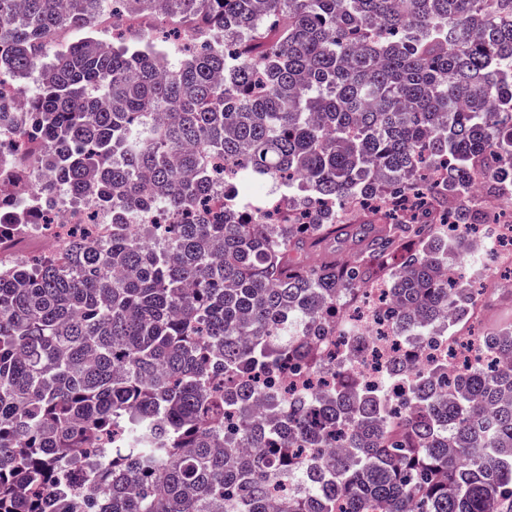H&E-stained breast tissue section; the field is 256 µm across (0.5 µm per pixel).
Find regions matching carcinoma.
I'll list each match as a JSON object with an SVG mask.
<instances>
[{
	"instance_id": "carcinoma-1",
	"label": "carcinoma",
	"mask_w": 512,
	"mask_h": 512,
	"mask_svg": "<svg viewBox=\"0 0 512 512\" xmlns=\"http://www.w3.org/2000/svg\"><path fill=\"white\" fill-rule=\"evenodd\" d=\"M115 6L191 42L164 70L153 41L96 35ZM0 46V83L34 81L3 172L33 199H0V512H268L287 477L277 512H512V327L479 337L494 368L406 355L476 301L445 226L494 223L481 182L512 196V0H0ZM229 176L309 196L206 211ZM80 198L107 245L89 223L3 254ZM351 206L356 250L322 255ZM159 207L156 248L130 226ZM378 282L395 351L347 386L321 341Z\"/></svg>"
}]
</instances>
